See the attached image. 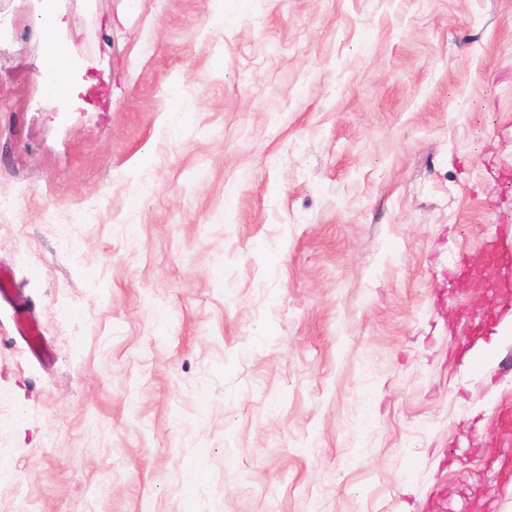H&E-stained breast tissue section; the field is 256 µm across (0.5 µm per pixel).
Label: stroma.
Here are the masks:
<instances>
[{"label": "stroma", "mask_w": 512, "mask_h": 512, "mask_svg": "<svg viewBox=\"0 0 512 512\" xmlns=\"http://www.w3.org/2000/svg\"><path fill=\"white\" fill-rule=\"evenodd\" d=\"M0 10V512H512V0ZM94 217L92 208L69 211L66 214L53 212L47 216L48 224H55L59 235L66 240L68 245L73 244L74 231L78 224H86Z\"/></svg>", "instance_id": "stroma-1"}]
</instances>
